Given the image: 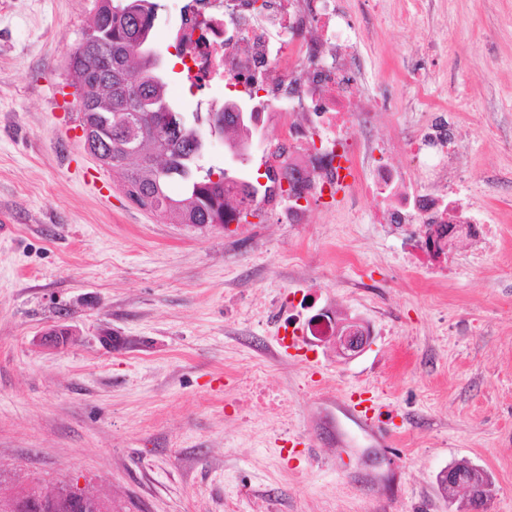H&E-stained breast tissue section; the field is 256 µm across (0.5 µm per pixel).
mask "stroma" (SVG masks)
Wrapping results in <instances>:
<instances>
[{
    "label": "stroma",
    "instance_id": "obj_1",
    "mask_svg": "<svg viewBox=\"0 0 512 512\" xmlns=\"http://www.w3.org/2000/svg\"><path fill=\"white\" fill-rule=\"evenodd\" d=\"M152 30L178 111L171 31ZM389 106L376 139L447 119L466 143L470 207L498 238H455L415 263L423 225L380 224L365 199L305 224L200 228L139 208L88 153L68 74L93 0H0V470L64 479L129 512H468L439 473L460 461L512 512V0H338ZM307 294L291 306L290 293ZM359 319V356L333 342L281 355L286 322ZM73 342L35 340L56 327ZM124 348L102 346L103 332ZM369 386L392 413L386 450L338 448L320 398Z\"/></svg>",
    "mask_w": 512,
    "mask_h": 512
}]
</instances>
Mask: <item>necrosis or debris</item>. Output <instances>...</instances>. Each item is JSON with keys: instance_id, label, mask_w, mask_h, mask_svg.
I'll return each mask as SVG.
<instances>
[{"instance_id": "necrosis-or-debris-1", "label": "necrosis or debris", "mask_w": 512, "mask_h": 512, "mask_svg": "<svg viewBox=\"0 0 512 512\" xmlns=\"http://www.w3.org/2000/svg\"><path fill=\"white\" fill-rule=\"evenodd\" d=\"M175 40L189 90L221 87L250 102L256 132L276 121L273 168L289 166L301 198L257 196L258 207L288 224L304 223L308 204H324L347 188L358 159L373 162L371 177L357 182L360 197L377 202L386 224L457 226L491 235L460 192L469 176L446 146L447 134L424 133L407 142L414 163L404 173L385 159L395 142L379 145L360 136L374 111L354 100L362 86L359 34L336 0H183Z\"/></svg>"}]
</instances>
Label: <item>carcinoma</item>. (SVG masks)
<instances>
[{
	"instance_id": "1",
	"label": "carcinoma",
	"mask_w": 512,
	"mask_h": 512,
	"mask_svg": "<svg viewBox=\"0 0 512 512\" xmlns=\"http://www.w3.org/2000/svg\"><path fill=\"white\" fill-rule=\"evenodd\" d=\"M136 2L100 0L89 25L95 44L85 48L80 43L71 52L70 76L89 83L87 88L77 86V91L96 128L97 140H111L118 126L135 128L139 137L125 146L149 152L152 147L148 140L162 136V151L152 161L128 162L117 148L108 155L107 165L120 173L129 197L148 203L152 212L174 224L224 225V184L233 175L223 172L218 181H212L211 170L197 163L198 144L169 98L167 83L144 78L150 61L138 52L128 21V12ZM175 181L182 188L178 196L170 192ZM15 495L37 507L47 498V492L38 485L17 490Z\"/></svg>"
}]
</instances>
